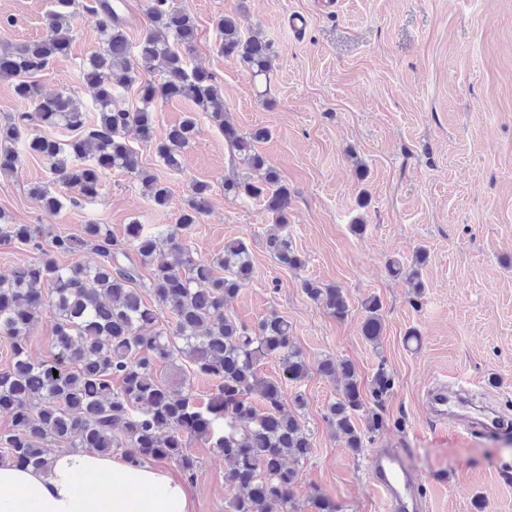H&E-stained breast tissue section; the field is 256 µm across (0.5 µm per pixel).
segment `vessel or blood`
I'll list each match as a JSON object with an SVG mask.
<instances>
[{
  "label": "vessel or blood",
  "instance_id": "b4317fda",
  "mask_svg": "<svg viewBox=\"0 0 512 512\" xmlns=\"http://www.w3.org/2000/svg\"><path fill=\"white\" fill-rule=\"evenodd\" d=\"M469 391V383L461 381L451 389L441 384L427 391L426 402L438 434H447L449 429L459 428L464 422L486 430L498 429L500 420L496 410L489 405L475 406ZM367 468L375 489L391 512H420V479L398 449H381L369 459Z\"/></svg>",
  "mask_w": 512,
  "mask_h": 512
}]
</instances>
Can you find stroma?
Masks as SVG:
<instances>
[{
  "label": "stroma",
  "instance_id": "stroma-1",
  "mask_svg": "<svg viewBox=\"0 0 512 512\" xmlns=\"http://www.w3.org/2000/svg\"><path fill=\"white\" fill-rule=\"evenodd\" d=\"M198 24L196 61L214 73L228 116L240 132L264 126L258 146L291 192L288 234L305 260L292 270L266 249L273 219L263 203L225 195L224 181L247 172L208 119L173 172L140 147L143 168L167 183L168 208H155L138 180L107 173L93 203L51 213L29 194L52 180L41 158L22 155L0 173V210L12 223L39 224L44 243L106 225L115 240L139 221L152 232L174 227L192 183H209V208L185 238L196 257L243 240L251 251V281L225 309L248 326L276 314L292 326L294 345L311 371L287 384L285 399L302 393V421L315 444L293 489L298 512H313L322 493L341 512H388L365 468L381 448L403 449L422 477L424 512H512V0H338L335 14L313 0H175ZM53 0H0V43L26 44L46 34ZM304 14L306 30L288 27ZM233 16L242 36L271 46L268 81L253 79L215 45L214 22ZM68 56L37 77L46 91L76 94L92 104L80 65L102 46L83 12L73 20ZM361 219L363 232L351 229ZM422 296L392 276L389 260L411 267L417 251ZM311 280L340 288L349 312L338 319L303 288ZM382 302L378 343L362 334L364 301ZM417 332L419 342L409 341ZM331 356L352 362L362 383L379 363L394 374L379 409L384 425L356 455L325 418L340 381L321 376ZM476 382L508 420L492 433L438 436L425 407L433 384L452 377ZM196 477L187 490L192 512H224L233 494L228 464L194 440Z\"/></svg>",
  "mask_w": 512,
  "mask_h": 512
}]
</instances>
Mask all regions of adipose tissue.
Returning <instances> with one entry per match:
<instances>
[{"label": "adipose tissue", "instance_id": "obj_1", "mask_svg": "<svg viewBox=\"0 0 512 512\" xmlns=\"http://www.w3.org/2000/svg\"><path fill=\"white\" fill-rule=\"evenodd\" d=\"M107 474L111 485H82L81 476ZM29 504L34 512H190L184 485L162 469L123 457L64 450L47 471L0 460V512Z\"/></svg>", "mask_w": 512, "mask_h": 512}]
</instances>
